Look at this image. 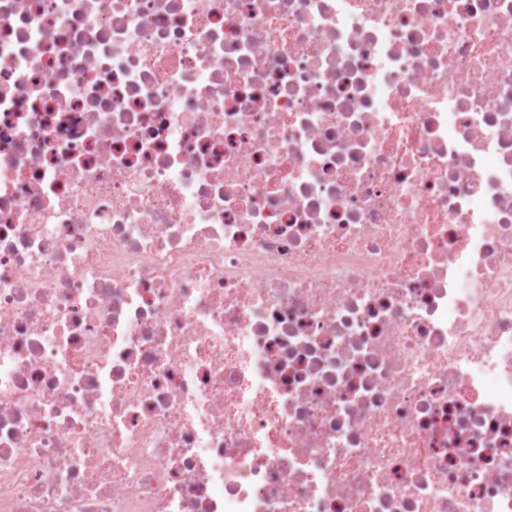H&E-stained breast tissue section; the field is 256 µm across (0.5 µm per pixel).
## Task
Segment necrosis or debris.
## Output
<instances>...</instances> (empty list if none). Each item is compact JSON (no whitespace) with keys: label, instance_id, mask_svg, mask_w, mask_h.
Segmentation results:
<instances>
[{"label":"necrosis or debris","instance_id":"4bbe7bcc","mask_svg":"<svg viewBox=\"0 0 512 512\" xmlns=\"http://www.w3.org/2000/svg\"><path fill=\"white\" fill-rule=\"evenodd\" d=\"M0 512H512V0H0Z\"/></svg>","mask_w":512,"mask_h":512}]
</instances>
